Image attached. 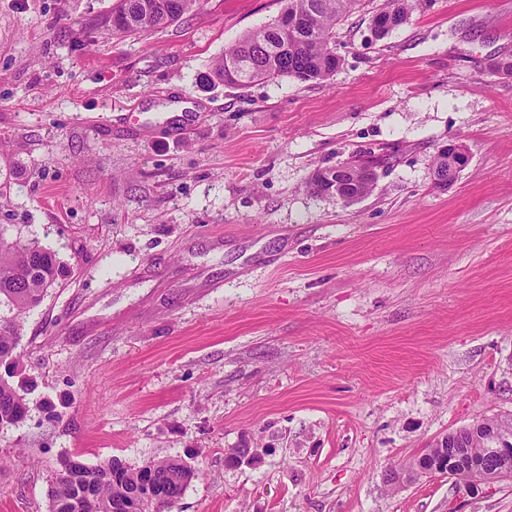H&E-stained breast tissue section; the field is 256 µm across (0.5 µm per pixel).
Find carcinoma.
Masks as SVG:
<instances>
[{
  "label": "carcinoma",
  "instance_id": "obj_1",
  "mask_svg": "<svg viewBox=\"0 0 512 512\" xmlns=\"http://www.w3.org/2000/svg\"><path fill=\"white\" fill-rule=\"evenodd\" d=\"M281 15L298 16L304 26L290 29L281 19L251 30L213 64L210 79L229 86L246 87L256 81L291 77L301 82L329 79L341 66L331 43L336 26L357 0H282ZM199 0H119L109 18L112 32L131 36L146 34L175 23L193 11ZM414 0H383L371 26L382 39L406 24ZM343 176L357 196L373 191L376 175L367 165L346 164ZM64 266L52 250L36 240L5 237L0 226V359L18 360L21 320L39 305L49 288L59 283ZM28 411L26 397L8 379L0 378V430L21 421ZM154 470L153 489L143 501L155 512L173 504L196 478V471L178 459H149L132 467L118 458L95 466L66 456L59 462L48 488L49 512H124L120 504L136 486L135 475Z\"/></svg>",
  "mask_w": 512,
  "mask_h": 512
}]
</instances>
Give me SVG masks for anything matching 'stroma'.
I'll return each mask as SVG.
<instances>
[{
  "mask_svg": "<svg viewBox=\"0 0 512 512\" xmlns=\"http://www.w3.org/2000/svg\"><path fill=\"white\" fill-rule=\"evenodd\" d=\"M381 3L328 81L233 88L205 77L280 0L127 37L116 0H0V225L70 271L24 319L0 512H48L69 455L187 462L168 512H512V481H387L512 414V0H417L374 40ZM371 159L363 199L313 191Z\"/></svg>",
  "mask_w": 512,
  "mask_h": 512,
  "instance_id": "35a3bbf8",
  "label": "stroma"
}]
</instances>
